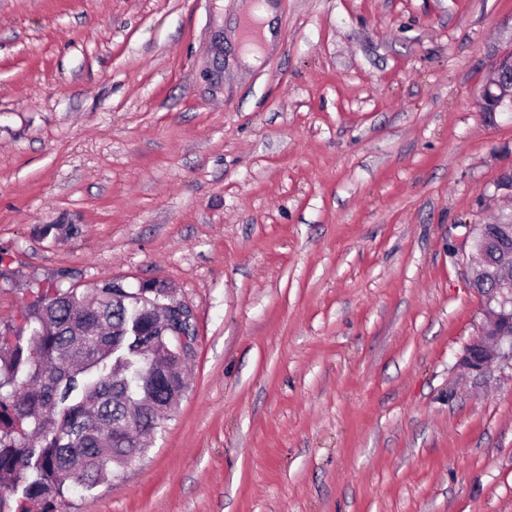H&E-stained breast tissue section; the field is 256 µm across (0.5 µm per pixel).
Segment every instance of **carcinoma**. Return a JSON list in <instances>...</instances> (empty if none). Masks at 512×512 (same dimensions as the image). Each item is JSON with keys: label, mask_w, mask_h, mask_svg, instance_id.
<instances>
[{"label": "carcinoma", "mask_w": 512, "mask_h": 512, "mask_svg": "<svg viewBox=\"0 0 512 512\" xmlns=\"http://www.w3.org/2000/svg\"><path fill=\"white\" fill-rule=\"evenodd\" d=\"M487 261L512 258V220L483 225ZM152 282L90 291L37 288L22 322L0 334V510L62 512L74 484L91 488L146 452L142 435L186 389L172 338L194 337L188 313Z\"/></svg>", "instance_id": "carcinoma-1"}]
</instances>
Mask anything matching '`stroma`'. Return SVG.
Segmentation results:
<instances>
[{"mask_svg": "<svg viewBox=\"0 0 512 512\" xmlns=\"http://www.w3.org/2000/svg\"><path fill=\"white\" fill-rule=\"evenodd\" d=\"M249 2L0 0V332L115 279L194 314L176 412L69 512H512V363L460 365L512 0H273L256 67ZM481 112H512V49L498 56L476 96Z\"/></svg>", "mask_w": 512, "mask_h": 512, "instance_id": "stroma-1", "label": "stroma"}]
</instances>
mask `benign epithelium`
Returning <instances> with one entry per match:
<instances>
[{"mask_svg":"<svg viewBox=\"0 0 512 512\" xmlns=\"http://www.w3.org/2000/svg\"><path fill=\"white\" fill-rule=\"evenodd\" d=\"M476 106L482 112H512V50L496 58L477 93ZM482 304L494 313V323L481 330L462 357L463 367L479 375L495 359L512 360V286L498 282Z\"/></svg>","mask_w":512,"mask_h":512,"instance_id":"benign-epithelium-1","label":"benign epithelium"}]
</instances>
